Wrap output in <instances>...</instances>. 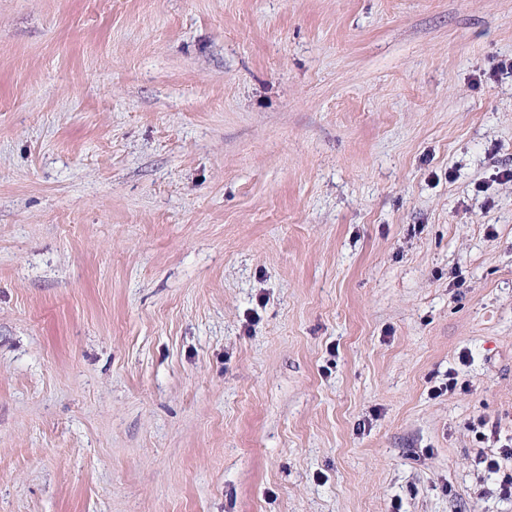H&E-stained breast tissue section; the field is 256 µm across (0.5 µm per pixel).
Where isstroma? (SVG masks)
Masks as SVG:
<instances>
[{
  "label": "stroma",
  "instance_id": "obj_1",
  "mask_svg": "<svg viewBox=\"0 0 512 512\" xmlns=\"http://www.w3.org/2000/svg\"><path fill=\"white\" fill-rule=\"evenodd\" d=\"M501 61L512 0H0V512H512Z\"/></svg>",
  "mask_w": 512,
  "mask_h": 512
}]
</instances>
